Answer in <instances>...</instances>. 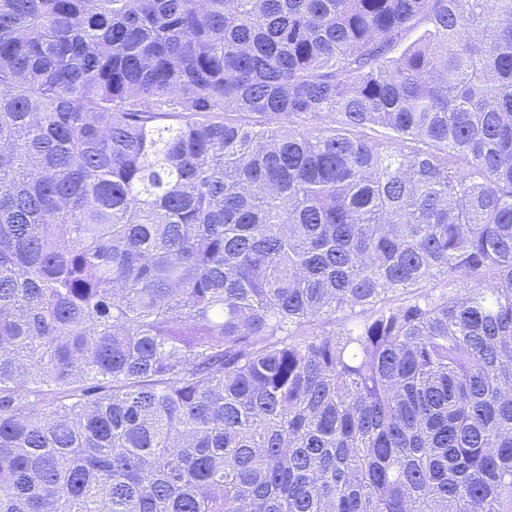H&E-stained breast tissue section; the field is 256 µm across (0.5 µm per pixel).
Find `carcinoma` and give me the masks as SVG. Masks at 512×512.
Masks as SVG:
<instances>
[{
    "mask_svg": "<svg viewBox=\"0 0 512 512\" xmlns=\"http://www.w3.org/2000/svg\"><path fill=\"white\" fill-rule=\"evenodd\" d=\"M0 512H512V0H0Z\"/></svg>",
    "mask_w": 512,
    "mask_h": 512,
    "instance_id": "obj_1",
    "label": "carcinoma"
}]
</instances>
